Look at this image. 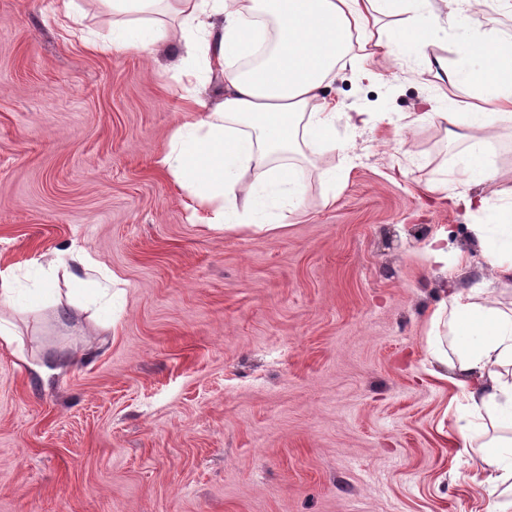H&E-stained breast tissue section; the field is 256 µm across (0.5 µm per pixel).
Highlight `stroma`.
Instances as JSON below:
<instances>
[{"label": "stroma", "instance_id": "stroma-1", "mask_svg": "<svg viewBox=\"0 0 512 512\" xmlns=\"http://www.w3.org/2000/svg\"><path fill=\"white\" fill-rule=\"evenodd\" d=\"M0 0V269L50 274L0 310V512H491L459 454L458 390L428 372L430 315L487 271L474 216L427 183L463 146L406 129L443 83L380 58L332 84L344 151L315 152L278 236L192 220L159 157L184 119L175 45L102 53L100 0ZM448 236L449 280L425 244ZM120 282L85 298L67 251Z\"/></svg>", "mask_w": 512, "mask_h": 512}]
</instances>
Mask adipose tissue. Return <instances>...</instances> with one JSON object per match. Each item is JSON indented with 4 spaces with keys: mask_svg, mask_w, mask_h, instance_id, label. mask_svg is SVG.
<instances>
[{
    "mask_svg": "<svg viewBox=\"0 0 512 512\" xmlns=\"http://www.w3.org/2000/svg\"><path fill=\"white\" fill-rule=\"evenodd\" d=\"M112 38L102 50L151 55L176 44L194 108L173 130L159 166L214 227L277 233L303 193L292 155L332 152L336 106L328 102L346 64L386 57L440 70L448 89L417 118L464 142L456 164L429 192L479 220L472 242L493 279L455 288L430 317L431 372L457 386L476 417L512 428V308L494 298L512 284V199L494 204L476 188L499 170L491 147L512 131V36L474 32L472 14L488 0H105ZM452 47L454 59L441 55ZM214 97L200 95L203 81ZM474 103L459 107L457 89Z\"/></svg>",
    "mask_w": 512,
    "mask_h": 512,
    "instance_id": "adipose-tissue-1",
    "label": "adipose tissue"
}]
</instances>
